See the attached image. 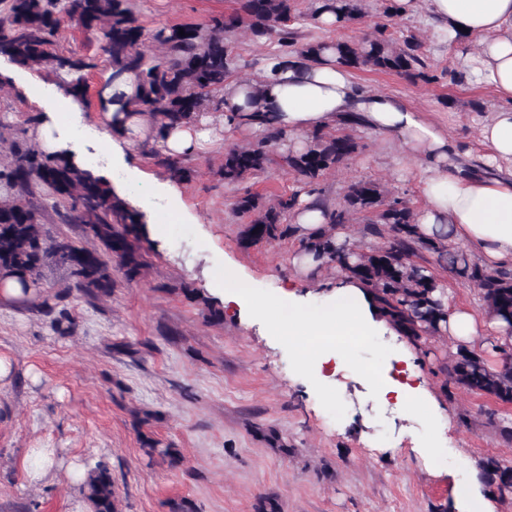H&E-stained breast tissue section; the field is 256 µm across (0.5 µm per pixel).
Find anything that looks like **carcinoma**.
<instances>
[{"instance_id": "obj_1", "label": "carcinoma", "mask_w": 512, "mask_h": 512, "mask_svg": "<svg viewBox=\"0 0 512 512\" xmlns=\"http://www.w3.org/2000/svg\"><path fill=\"white\" fill-rule=\"evenodd\" d=\"M300 0H238L234 12L215 16L206 24H175L156 34L160 54L145 49L146 34L135 16L130 0H8L0 14V55L20 66H39L72 77L71 92L86 94V72L104 67L98 96L103 109L115 102L120 108L112 117L120 122L122 112L148 116L155 139L176 125L191 123L205 112L224 111V83L237 69V58L228 35L239 30L255 41L270 42L276 51L268 58L310 59L326 48L333 49L340 64L350 70L373 67L394 72L411 81L431 79L422 44L413 35L395 38L387 28L376 27L358 42L336 40L302 41V28L330 12L344 24L367 15V0H312L305 11ZM93 35L99 43L96 57L59 51V35L65 23ZM184 35H179V31ZM135 78L134 93H112V85L124 75ZM342 130L308 135L307 147L296 153L278 152L282 134L270 131L246 146L231 144L217 175L227 183L242 182L265 173L277 163L292 176L296 189L279 194L263 207L258 195L249 191L233 202V211L249 215V243L271 241L296 234L288 222L301 194L315 196V203L329 215L332 227L350 223L357 214L371 215L366 230L383 240L358 255L354 262L335 244L332 231L308 241L305 248L327 266L336 265L371 290L399 331L415 344L442 333L448 312L444 308L443 284L413 257L426 251L448 270L472 282L480 291L487 315L512 331V271L491 272L448 244V234L421 236L414 223L410 201L371 180L350 184L343 202L333 205L313 188L315 181L344 165L359 149L347 130L361 126L360 118L339 121ZM167 175L188 181L195 170L185 157L174 159L157 144L147 149ZM0 184L10 198L0 202V271L15 274L23 287H36L43 269L66 268L72 287L83 297L109 295L114 288L113 272L131 283L143 266L142 229L138 215L110 195L102 183L78 167L65 151L46 153L26 144L13 143L10 157L0 162ZM52 211L55 221L81 228L83 238L99 247H87L67 236H51L40 225L39 214ZM439 372L445 386H456L484 395L503 405H512V354L501 359L496 369L483 357L465 348L443 363ZM148 456L155 454L172 467L182 464L176 448L160 447V441L143 443ZM479 479L501 493L512 491V466L489 457L479 465ZM81 492L92 512H119L110 469L103 463L91 468Z\"/></svg>"}]
</instances>
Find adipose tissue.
<instances>
[{
	"label": "adipose tissue",
	"mask_w": 512,
	"mask_h": 512,
	"mask_svg": "<svg viewBox=\"0 0 512 512\" xmlns=\"http://www.w3.org/2000/svg\"><path fill=\"white\" fill-rule=\"evenodd\" d=\"M395 5L404 14L426 9L432 32L448 43H457L464 32L478 37L477 50L466 54L463 65L474 82L492 88L502 100L478 125L485 146L479 171L464 170L463 148L447 131L398 98L357 84L329 51L314 60L290 58L279 68L266 63L258 84L229 80L224 135L275 128L286 135L285 151L295 153L306 147L308 133L357 115L369 129L394 136L412 160L425 199L415 214L419 231L428 237L434 227L448 225L455 240L486 268L512 271V0H395ZM258 86L261 97L246 109L247 95ZM63 100L59 94L45 102L36 140L43 150L67 151L79 163L87 145L70 136L75 114L57 110ZM153 135L145 117L133 113L98 132L96 142L123 165L128 150ZM214 139L213 128L201 121L168 129L163 146L166 153L184 157L207 150ZM326 289L328 301L319 307L289 294L274 314L278 331L299 342L389 331L373 294L354 280L341 276Z\"/></svg>",
	"instance_id": "obj_1"
}]
</instances>
